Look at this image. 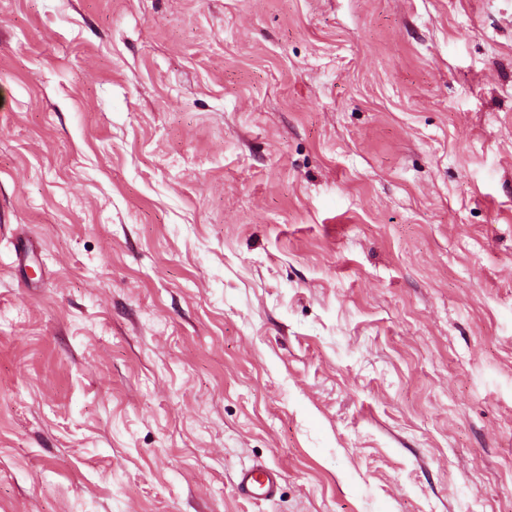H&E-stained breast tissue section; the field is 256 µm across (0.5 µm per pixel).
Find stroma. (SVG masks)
Masks as SVG:
<instances>
[{
    "instance_id": "35a3bbf8",
    "label": "stroma",
    "mask_w": 512,
    "mask_h": 512,
    "mask_svg": "<svg viewBox=\"0 0 512 512\" xmlns=\"http://www.w3.org/2000/svg\"><path fill=\"white\" fill-rule=\"evenodd\" d=\"M0 512H512V0H0ZM237 490L242 497L270 499L278 490V474L261 464L241 469Z\"/></svg>"
}]
</instances>
